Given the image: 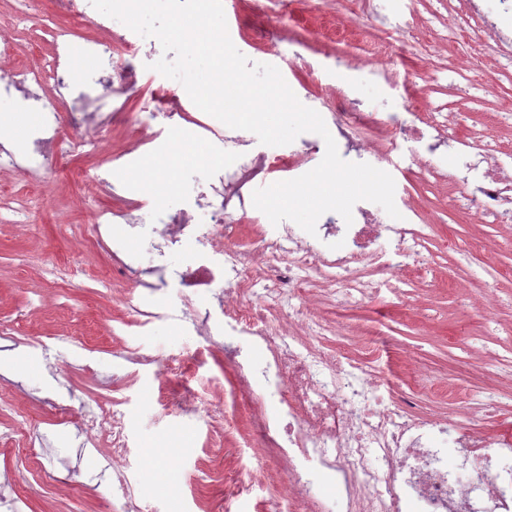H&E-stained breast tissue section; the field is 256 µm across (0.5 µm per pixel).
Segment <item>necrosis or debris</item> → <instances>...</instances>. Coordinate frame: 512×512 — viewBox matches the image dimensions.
<instances>
[{"mask_svg": "<svg viewBox=\"0 0 512 512\" xmlns=\"http://www.w3.org/2000/svg\"><path fill=\"white\" fill-rule=\"evenodd\" d=\"M54 9L64 21L49 29L53 52L35 69L20 65L34 49L20 36L26 14L0 20V93L25 109L39 102L44 89L56 92L55 102L41 104L44 123L27 152L0 147V170L14 171L37 188L33 194L0 192V221L7 224L26 223L40 204L48 172L64 153L62 127L70 128V140L95 166L92 183L101 187L108 182L104 128L131 131L134 149L157 148L171 133L188 128L196 140L224 139L223 123L199 121L194 108L164 84L138 79L132 65L141 48L138 34L113 30L90 0H54ZM448 28L474 31L479 40L492 41L498 54L511 56L512 0H496L489 15L477 0H460L448 9ZM77 43L89 62L79 71L69 65ZM106 72L121 86V96L100 93ZM325 98L333 137L359 155L374 154L354 100L332 90ZM134 149L116 154V161L132 166ZM312 159V153L295 149L240 158L200 188L192 211L129 197L114 200L94 212L91 233L100 235L102 225L118 219L142 223L149 211L159 249L178 248L184 236L194 237L198 249L179 274L186 294L182 317L200 335H223L224 357L250 411L253 437L282 468L288 512H512V428L486 431L482 418L492 398L473 400L464 421L453 426L419 419L395 393L379 394L380 378L366 357L325 345L336 329L310 308L316 290L339 303L362 301L371 298L376 277L416 274L424 247L417 226L386 224L370 202L360 201L353 207L356 224L330 227L343 249L322 247L317 237L284 224L254 225V243L242 242L232 198L243 197L256 177H287ZM464 167L478 174L473 199L482 222L511 223L512 166L501 159L499 148L485 145ZM389 232L397 238L390 260L379 244ZM218 280L226 284L221 309L214 316L201 314L192 297ZM257 345L268 351L260 365L249 356ZM84 425L107 444L122 512H150L123 468L131 453L123 413L107 407L86 414ZM451 454L452 465L446 462ZM323 480L337 484V499L317 493L315 484Z\"/></svg>", "mask_w": 512, "mask_h": 512, "instance_id": "necrosis-or-debris-1", "label": "necrosis or debris"}]
</instances>
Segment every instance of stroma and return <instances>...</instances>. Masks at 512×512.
Listing matches in <instances>:
<instances>
[{
  "mask_svg": "<svg viewBox=\"0 0 512 512\" xmlns=\"http://www.w3.org/2000/svg\"><path fill=\"white\" fill-rule=\"evenodd\" d=\"M231 18L228 32L250 62L278 66L306 106L322 110L325 88L342 89L363 102L367 127L380 146L372 166L390 173L395 195L409 199L402 221L418 225L426 247L421 270L410 281L392 278L364 304L321 300L314 307L353 340L359 353L390 385L418 395L417 416L453 420L469 396L496 392L497 410L486 417L488 430L512 425V223H481L465 191L452 176L461 154L476 150L479 136L498 143L512 163V59L478 47L472 34L448 33V0H375L355 7L350 0H222ZM283 16L285 40L278 50L253 38L265 7ZM350 23L335 50L323 51L313 25L324 13ZM444 36L443 44L419 40L395 43V25ZM392 47L397 70L408 85L388 82L381 70L345 66L364 50ZM304 56L305 65H284L282 57ZM434 107L452 112L455 139L431 149L430 139L394 134V124L418 123ZM275 154L248 134L246 145H187L184 135L168 138L163 150L143 153L138 167L157 181L150 197L179 207L197 181L222 169L241 152ZM436 155L442 177L421 174L418 159ZM70 152L49 178L50 201L33 210L28 223H0V324H19L16 339L0 340V354L18 367L0 369V423L16 414L37 451L35 464L0 454V512H119L112 492V467L105 442L85 444L81 417L86 410L120 402L129 432L130 470L140 499L152 512H281L277 489L282 473L267 463L250 492L225 496V474L256 468L260 452L249 440L250 422L239 411L227 437L225 460L206 458L202 448L210 427L206 412L185 417L155 401L158 380L151 366H130L124 346L163 355L182 364L177 390L201 398L231 399L234 378L224 364V339L202 336L177 316L181 287L177 273L195 252L194 242L164 259L166 282L153 291L141 285V266L152 254L130 224L109 225L92 244L80 242L75 225L88 223L106 200L88 195L74 174L84 167ZM126 265L111 294L96 290L100 271ZM73 270L65 295L38 306L36 299L57 283L48 270ZM166 309L165 318L132 330L122 321L132 308ZM204 471V503H195L187 480Z\"/></svg>",
  "mask_w": 512,
  "mask_h": 512,
  "instance_id": "obj_1",
  "label": "stroma"
}]
</instances>
